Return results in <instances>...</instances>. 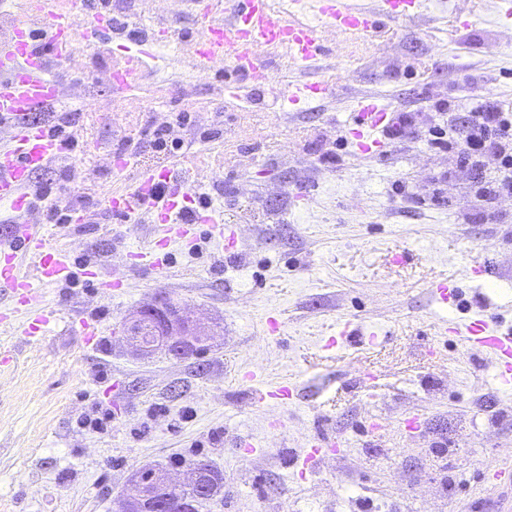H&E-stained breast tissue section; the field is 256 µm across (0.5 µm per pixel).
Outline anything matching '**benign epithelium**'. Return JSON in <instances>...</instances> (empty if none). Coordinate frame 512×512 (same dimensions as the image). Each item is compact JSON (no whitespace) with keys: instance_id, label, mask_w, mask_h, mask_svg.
<instances>
[{"instance_id":"1","label":"benign epithelium","mask_w":512,"mask_h":512,"mask_svg":"<svg viewBox=\"0 0 512 512\" xmlns=\"http://www.w3.org/2000/svg\"><path fill=\"white\" fill-rule=\"evenodd\" d=\"M122 335L139 356L163 353L175 359L200 355L207 349L210 332L198 323L182 304L160 299L133 313L123 324ZM203 464L188 469L181 480L173 479L164 468L155 467L144 477L134 473L116 512H194L197 502L217 492L203 478ZM188 490L190 501H173L168 492Z\"/></svg>"}]
</instances>
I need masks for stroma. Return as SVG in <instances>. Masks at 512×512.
Returning a JSON list of instances; mask_svg holds the SVG:
<instances>
[{"label": "stroma", "instance_id": "1", "mask_svg": "<svg viewBox=\"0 0 512 512\" xmlns=\"http://www.w3.org/2000/svg\"><path fill=\"white\" fill-rule=\"evenodd\" d=\"M163 22L177 45L150 47L132 87L108 79L127 57L119 29L95 59L77 53L53 67L82 108L78 145L31 185L60 189L88 221L53 224L44 209L32 219L74 265L98 263L122 286L41 285L56 313L43 336H21L25 310L0 324V512H114L145 465L177 477L202 457L223 486L199 512H512V486L493 479L512 465V396L488 358L439 331L443 318L479 314L512 329V196L490 223L460 159L417 138L363 155L348 134L365 94L414 113L424 130L437 123L435 101L467 112L476 70L512 99V23L498 0H424L414 16L384 21L371 44L322 28L321 74L335 96L303 112L263 105L310 79L284 51L266 57L270 87L228 102L232 69L183 52L198 31L190 6ZM159 114L181 153L151 148ZM122 140L139 168L197 160L194 189L237 225L235 250L203 225L170 243L164 276L137 265L131 254L151 247L155 225L102 205L130 181L113 170ZM476 264L484 282L468 276ZM439 277L458 287L445 309L430 288ZM161 295L211 331L203 356L142 359L124 345L119 326ZM82 311L100 321L91 346L69 329ZM346 319L376 328L378 341L325 354L323 339ZM249 371L256 383L242 381ZM285 382L292 402L253 401L254 386ZM99 414L111 417L106 432L80 428ZM319 434L339 451L303 467L296 451Z\"/></svg>", "mask_w": 512, "mask_h": 512}]
</instances>
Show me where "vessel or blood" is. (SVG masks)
Masks as SVG:
<instances>
[{"mask_svg": "<svg viewBox=\"0 0 512 512\" xmlns=\"http://www.w3.org/2000/svg\"><path fill=\"white\" fill-rule=\"evenodd\" d=\"M380 11L352 9L344 0H315L321 24L353 34L370 35L380 28V17L400 19L415 15L420 0H380ZM32 20L13 21L5 37L0 38V130L6 131L8 143L0 148V203L8 205L15 217L8 239L0 241V293L17 296L22 305L35 314L23 324L25 337L41 336L49 318L40 312L41 301L32 293L33 283L55 285L75 276L96 279L98 264L75 269L67 257L54 248L29 219L35 203L28 192L35 170L56 161L61 155L59 139L46 125L31 122L30 116L58 108L65 95L59 81L51 75L52 64L68 60L75 49L87 56L99 51L96 34L108 25L106 17L96 14L81 18L59 9L57 0H34ZM320 26L283 19L274 13L270 0H227L223 19H208L192 44L200 64L219 60L229 63L240 81L224 88L227 98H241L245 89L267 84L270 70L257 49L276 46L289 60L305 69L317 62L322 53ZM328 81L299 84L282 94V101L294 109L309 100L332 96ZM389 109L376 96L367 94L357 102V126L352 131L360 153L381 150V137L389 125ZM189 164L158 165L143 170L124 190L106 195L107 210L128 217H144L160 225L163 235L148 251L136 252L140 263L156 272H165L169 240L190 234L194 225H209L217 236L235 244V231L221 215L199 213ZM29 257L33 273L24 275L16 262L18 252ZM442 333L457 338L466 348L490 358L496 379L504 390L512 389V330H501L491 320L478 317L468 324L445 322ZM376 340V332L344 321L336 326L324 348L331 351L354 336Z\"/></svg>", "mask_w": 512, "mask_h": 512, "instance_id": "vessel-or-blood-1", "label": "vessel or blood"}]
</instances>
